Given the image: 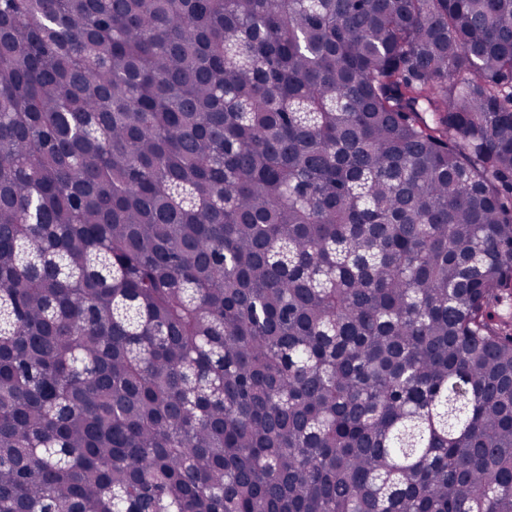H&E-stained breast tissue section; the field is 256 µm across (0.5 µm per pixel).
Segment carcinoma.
<instances>
[{"label":"carcinoma","mask_w":512,"mask_h":512,"mask_svg":"<svg viewBox=\"0 0 512 512\" xmlns=\"http://www.w3.org/2000/svg\"><path fill=\"white\" fill-rule=\"evenodd\" d=\"M512 0H0V512H512Z\"/></svg>","instance_id":"1"}]
</instances>
